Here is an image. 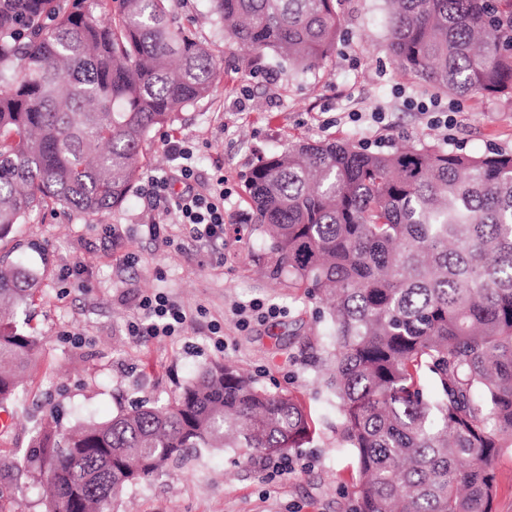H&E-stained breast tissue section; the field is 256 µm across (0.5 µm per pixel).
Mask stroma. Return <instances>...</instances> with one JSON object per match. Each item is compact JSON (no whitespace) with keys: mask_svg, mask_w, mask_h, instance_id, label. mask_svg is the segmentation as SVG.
I'll use <instances>...</instances> for the list:
<instances>
[{"mask_svg":"<svg viewBox=\"0 0 512 512\" xmlns=\"http://www.w3.org/2000/svg\"><path fill=\"white\" fill-rule=\"evenodd\" d=\"M336 9L344 40L305 74L272 55L251 65L234 42L200 25V39L224 52L217 88L153 133L144 177L178 167L166 137L191 142L203 178L219 169L227 176L224 213L233 216L249 209L244 179L258 157L301 141L349 139L368 151L422 144L471 154L512 151V99L435 94L391 58L385 0H339ZM433 99L450 111L451 126L418 109ZM162 218L139 186L121 206L96 216L59 207L31 214L0 240V255L27 259L43 272L29 321L39 340L35 365L16 396L0 402L12 419L0 431V512H45L39 482L15 466L45 414H54L64 431L102 421L174 398L215 362L237 366L269 392L302 396L316 434L290 450L295 473L271 482L261 459L205 448L187 465L127 488L113 512H352L347 489L355 461L336 445V413L315 379L329 325L321 304L259 274V234H237L228 223L223 241L183 250L181 225H168L163 241L143 235L142 225ZM115 224L123 234L113 239L108 229ZM127 252L137 262L119 265ZM78 264L85 268L81 279H63ZM150 292L165 294L187 314L183 335L129 333L142 315L140 296ZM256 302L277 307V315L257 317L250 310Z\"/></svg>","mask_w":512,"mask_h":512,"instance_id":"35a3bbf8","label":"stroma"}]
</instances>
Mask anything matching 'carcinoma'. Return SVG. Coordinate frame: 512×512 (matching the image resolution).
<instances>
[{"mask_svg": "<svg viewBox=\"0 0 512 512\" xmlns=\"http://www.w3.org/2000/svg\"><path fill=\"white\" fill-rule=\"evenodd\" d=\"M173 0H0V239L53 204L121 205L151 134L215 91L217 46ZM224 36L309 70L336 52V0H208ZM389 51L423 85L512 97V0H391ZM280 288L325 297L319 375L357 477L353 512H492L494 461L512 448V152L347 141L263 157L245 181ZM43 273L0 262V401L38 341L15 322ZM295 394L226 363L177 398L61 433L18 465L46 476V512H112L129 484L191 448L283 456L313 439Z\"/></svg>", "mask_w": 512, "mask_h": 512, "instance_id": "obj_1", "label": "carcinoma"}]
</instances>
